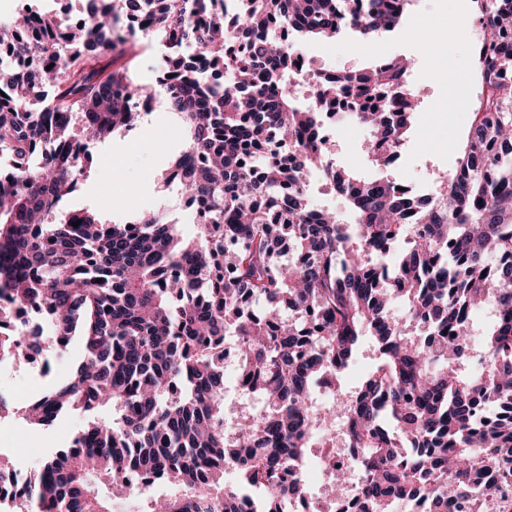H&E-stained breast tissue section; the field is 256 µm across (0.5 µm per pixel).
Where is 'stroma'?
<instances>
[{"label":"stroma","instance_id":"1","mask_svg":"<svg viewBox=\"0 0 512 512\" xmlns=\"http://www.w3.org/2000/svg\"><path fill=\"white\" fill-rule=\"evenodd\" d=\"M480 29L473 0H411L400 24L372 40L368 53L359 51V38L349 30L334 42L308 45L306 51L313 68L322 70L360 69L370 57L381 54L412 60L408 80L421 86L422 93L413 110L402 159L388 174L413 189L425 187L434 192L441 177L456 167L471 122L473 99L482 91L481 84L470 79L468 57ZM442 30L447 31V40L439 39ZM176 124L172 113L160 106L134 129L92 142L88 171L68 199L69 208L95 211L110 224L160 211L175 222L183 238H196L197 225L177 204L179 188L160 181L185 150L186 134L175 138L168 134ZM369 137L368 127L337 126L332 150L335 162L365 177L376 175L378 169L364 151ZM82 358L83 350L75 340L55 360L51 373L41 377L26 359L0 361V397L13 409L8 417L0 418V458L9 460L18 472L27 473L69 447L89 419L110 417V410L101 408L90 414L68 413L41 426L23 416L30 402L67 379Z\"/></svg>","mask_w":512,"mask_h":512}]
</instances>
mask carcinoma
I'll return each mask as SVG.
<instances>
[{
  "instance_id": "cac0c4a2",
  "label": "carcinoma",
  "mask_w": 512,
  "mask_h": 512,
  "mask_svg": "<svg viewBox=\"0 0 512 512\" xmlns=\"http://www.w3.org/2000/svg\"><path fill=\"white\" fill-rule=\"evenodd\" d=\"M87 2L68 26L33 7L0 24V52L40 57L27 73L0 63V91L9 93L0 98V152L15 157L20 184L0 183V360L28 357L37 344L38 334L13 325V310L47 309L57 348L78 335L84 356L69 381L25 408L26 419L44 425L105 405L116 417L88 423L72 447L15 483L16 512H114L115 499L138 497L159 477L175 492L145 499L141 512H241L252 491L263 512H280L281 498L303 493L320 419L341 420L360 450L358 512H393L399 501L414 512H512V81L503 80L512 72V0H490L482 78L493 95L472 113L458 167L434 202L400 193L387 176L358 178L297 142L341 87L372 128L365 152L388 167L416 100L403 62L336 76L311 108L289 90L261 87L288 72L304 41L350 28L367 43L399 24L409 0H239L231 24L266 70L258 79L240 61L234 88L208 84L225 65L219 0H125L127 15L151 13L175 40L164 104L189 142L164 180L181 174L184 194L206 205L193 241L159 213L105 224L64 207L85 176L88 143L134 126L133 103L149 94L116 64L137 44L118 35L112 0ZM194 15L215 25L203 32ZM284 17L299 25L285 44L265 35ZM43 88L54 90L47 101ZM268 128L279 143L264 138ZM294 142L290 164L278 144ZM492 147L499 156L478 164ZM245 155L261 169L256 181L239 166ZM313 171L348 201L352 223L310 204L303 186ZM267 200L285 203L275 224ZM410 211L414 224L405 223ZM221 224L236 241L229 253L211 232ZM259 300L268 306L256 312ZM488 303L499 314L472 373L461 354L472 311ZM284 306L302 318L283 317ZM228 327L240 387L262 404L233 424L224 420ZM365 337L373 366L318 411L312 385L338 378Z\"/></svg>"
}]
</instances>
